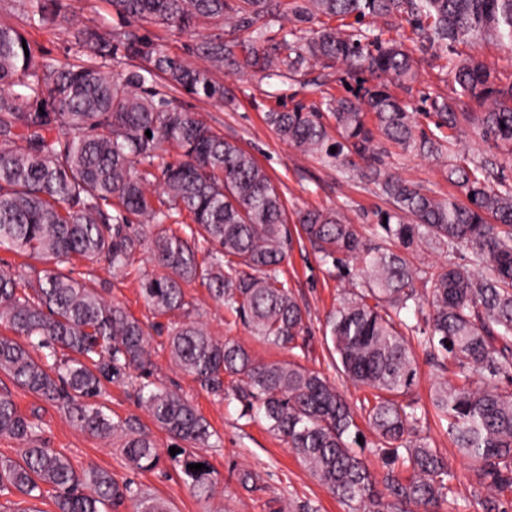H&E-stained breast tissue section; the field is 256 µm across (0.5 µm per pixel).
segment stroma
<instances>
[{
    "instance_id": "1",
    "label": "stroma",
    "mask_w": 512,
    "mask_h": 512,
    "mask_svg": "<svg viewBox=\"0 0 512 512\" xmlns=\"http://www.w3.org/2000/svg\"><path fill=\"white\" fill-rule=\"evenodd\" d=\"M0 20L24 27L32 43L50 57L60 61L68 59V35L54 29L25 28L18 0H0ZM413 56L418 78L403 100L408 111L414 112L418 122L428 128L433 120L427 115V96L436 93L453 96L454 84L443 68V59L418 50ZM305 80L307 85L302 88L292 81L266 79L258 74L225 75V85L237 96L236 105L231 109L184 93L174 94L173 100L252 153L272 177L289 216L311 207L335 209L344 212L361 231L370 232L377 211L387 206L379 188L289 146L265 121L266 112L290 108L294 100L310 103L320 100L326 92L337 96L344 92L343 84L335 77L325 76L318 68L308 73ZM387 166L403 180L428 188L437 196L445 197L452 192L442 168L433 159L406 154L392 146L388 149ZM61 269L97 289L107 302L121 305L145 325L151 335L157 365L155 378L191 401L214 431L211 447L200 449L199 454L214 470L216 484L210 496L201 497L186 483L180 467L171 459L169 449L174 445L173 440L137 405L130 385H109L108 413L113 421L133 422L139 432L153 439L159 450L160 464L151 471H137L128 465L121 452L124 431L108 437L84 432L75 427L61 409L17 387L8 376L0 373V393H11L25 415H36L42 423V437L47 447L65 454L76 469L99 467L110 471L117 481L134 482L151 495L166 500L171 512H280L291 500L310 504L315 512H349L346 504L300 464L287 444L267 430L262 419L242 417V406L237 400L221 399L201 389L191 376L171 362L167 349L169 329L196 320L205 324L216 339L232 337L243 342L257 361H295L322 372L337 382L350 404L359 405L366 395L365 389L341 380L323 343L324 324L327 314L336 305L340 275L332 265L320 262L307 241L294 239L282 266L289 288L307 310L310 347L305 353L254 336L198 281L184 288L185 310L154 316L140 294L143 277L159 271L148 250H141L132 266L118 274L103 265L78 258L62 264ZM424 433L432 447L447 458L455 474L452 487L459 512H483L484 491L442 425L436 419H429ZM244 471L254 475V484L240 483L239 475Z\"/></svg>"
}]
</instances>
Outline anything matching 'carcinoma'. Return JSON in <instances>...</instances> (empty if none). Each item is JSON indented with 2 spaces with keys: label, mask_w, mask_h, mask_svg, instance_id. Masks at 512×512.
<instances>
[{
  "label": "carcinoma",
  "mask_w": 512,
  "mask_h": 512,
  "mask_svg": "<svg viewBox=\"0 0 512 512\" xmlns=\"http://www.w3.org/2000/svg\"><path fill=\"white\" fill-rule=\"evenodd\" d=\"M21 2L27 26L69 35L75 61L22 46L24 33L0 21V248L57 264L78 256L120 272L147 244L164 270L141 283L154 315L184 309V285L198 280L256 335L290 350L307 347V312L280 277L291 245L283 199L253 155L174 105L168 91L233 106L222 73L293 79L321 66L341 83L354 81L347 94L324 97L322 110L298 103L266 113V121L306 154L342 166L362 161L389 205L369 236L339 211L311 208L298 216L322 263L356 267L357 279L348 280L326 317L324 345L343 377L370 393L360 410L386 468L384 490L375 489L362 455L368 441L354 407L322 373L293 361L260 363L235 339L218 342L197 322L170 330L171 358L206 392L241 402L242 416L262 415L354 512H438L454 503L448 460L422 434L432 415L447 422L479 483L496 492L484 499V512H509L512 502L503 497L512 493V390L499 380L512 382V185L503 177L490 181L495 159L454 158L448 136L418 124L390 90L416 81L413 54L361 24L369 16H403L422 50L445 55L456 98L428 97L436 131L470 119L462 105L475 99L486 106L478 118L482 139L511 147L512 85H496L478 54L458 58L456 49L487 39L512 46V0H108L126 21L111 31L78 24L61 0ZM348 17L356 23L348 34L330 24ZM290 20L314 28L265 37L266 26ZM202 22L227 29L192 46L204 68L135 28L188 32ZM150 77L166 91L146 86ZM386 142L435 158L465 201L394 177L384 162ZM166 144L182 159L163 162ZM136 224L162 228L149 237ZM201 241L212 246L206 262L197 259ZM390 243L450 256L466 246L472 258L441 266L428 278L425 300L419 283L427 271ZM425 302L429 314L407 323ZM0 323L12 332L0 334V372L63 409L80 429L105 436L120 427L105 412L107 386L136 370L143 375L137 402L154 422L176 441L210 445V425L194 406L148 380L153 359L144 325L59 268L23 284L0 269ZM416 345L455 377L438 381L429 409L406 399L418 374ZM39 429L0 394V436L27 443L20 460H0L1 496L47 497L56 512H105L126 501L134 512H170L164 500L118 483L105 469H75L45 446ZM127 430L128 463L156 468L154 441ZM198 463L187 455L179 466L207 494L210 468H188Z\"/></svg>",
  "instance_id": "carcinoma-1"
}]
</instances>
